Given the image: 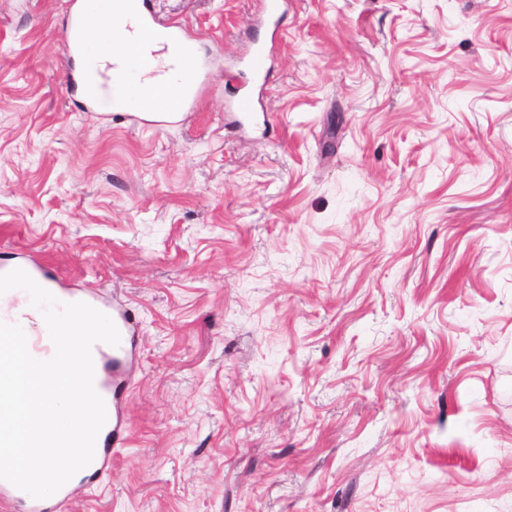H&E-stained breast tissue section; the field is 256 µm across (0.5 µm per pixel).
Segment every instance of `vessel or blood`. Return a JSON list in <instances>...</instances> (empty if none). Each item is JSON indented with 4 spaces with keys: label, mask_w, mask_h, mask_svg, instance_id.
<instances>
[{
    "label": "vessel or blood",
    "mask_w": 512,
    "mask_h": 512,
    "mask_svg": "<svg viewBox=\"0 0 512 512\" xmlns=\"http://www.w3.org/2000/svg\"><path fill=\"white\" fill-rule=\"evenodd\" d=\"M110 0H77L67 5L63 23L62 54L68 61H81V70H69L67 77L70 88L85 104H105L112 111H129V71L118 58L102 60L99 54L88 48L83 37L84 20L87 15L107 14ZM128 11L147 39L164 45H173L179 51L176 82L186 96L197 93V80L201 63L197 57L193 39L185 26L179 22L160 21L153 9V0H125ZM95 361L94 386L103 398L106 407V422L98 435V449L89 466L79 471L53 495L37 499L0 479V503L23 506L25 512H59L69 503L77 487L95 479L104 470L112 456L113 447L121 444L125 430L116 413L115 404L121 387L115 381L124 352L121 345L112 346L96 343L92 349Z\"/></svg>",
    "instance_id": "vessel-or-blood-1"
}]
</instances>
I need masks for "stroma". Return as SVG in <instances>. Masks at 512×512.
I'll return each instance as SVG.
<instances>
[{
	"label": "stroma",
	"mask_w": 512,
	"mask_h": 512,
	"mask_svg": "<svg viewBox=\"0 0 512 512\" xmlns=\"http://www.w3.org/2000/svg\"><path fill=\"white\" fill-rule=\"evenodd\" d=\"M155 4L204 61L162 124L71 95L62 0H0V267L137 323L64 512H512V0Z\"/></svg>",
	"instance_id": "35a3bbf8"
}]
</instances>
